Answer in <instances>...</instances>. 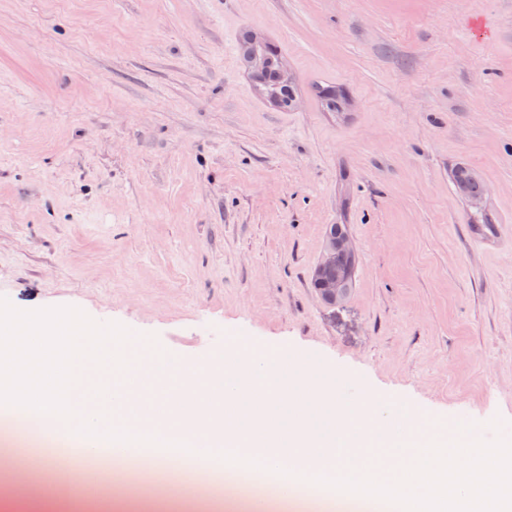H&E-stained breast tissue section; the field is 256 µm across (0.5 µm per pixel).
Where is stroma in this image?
Returning a JSON list of instances; mask_svg holds the SVG:
<instances>
[{
  "label": "stroma",
  "mask_w": 512,
  "mask_h": 512,
  "mask_svg": "<svg viewBox=\"0 0 512 512\" xmlns=\"http://www.w3.org/2000/svg\"><path fill=\"white\" fill-rule=\"evenodd\" d=\"M247 27L293 109L251 84ZM331 224L357 250L333 306L311 286ZM0 297L175 363L284 346L372 408L511 434L512 0H0ZM455 181L458 189L472 202L482 201L485 186L468 168L458 167L455 172Z\"/></svg>",
  "instance_id": "35a3bbf8"
}]
</instances>
